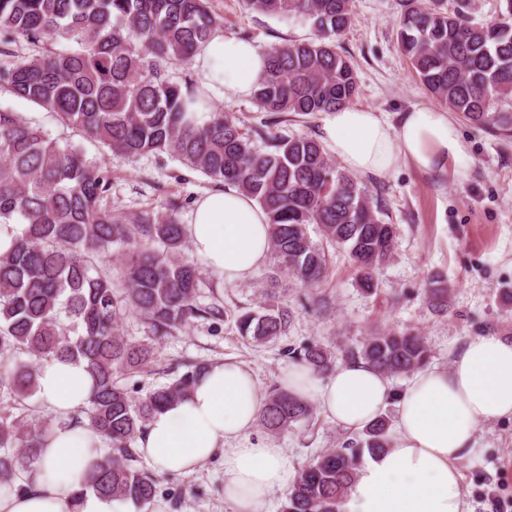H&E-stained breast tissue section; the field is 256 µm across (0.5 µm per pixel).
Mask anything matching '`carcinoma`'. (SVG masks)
<instances>
[{
    "label": "carcinoma",
    "instance_id": "cac0c4a2",
    "mask_svg": "<svg viewBox=\"0 0 512 512\" xmlns=\"http://www.w3.org/2000/svg\"><path fill=\"white\" fill-rule=\"evenodd\" d=\"M495 19L473 24L461 3L452 12L404 0L397 44L430 94L468 122L512 136V0ZM255 12L294 19L313 37L267 50L254 91L272 114L314 115L348 105L358 92L353 64L336 36L354 18V0H247ZM218 26L209 0H0V37L54 48L0 71L18 98L50 112L64 128L126 156L166 154L212 181L232 183L268 214L278 272L317 288L328 275L327 243L342 248L358 281L376 289L377 270L395 249L394 225L373 207L366 188L337 166L315 138H273L255 147L238 118L215 108L190 75L178 74ZM107 170L78 144L60 145L20 113L0 107V226L21 224L0 254V394L25 400L37 392L38 363L69 358L94 381L84 420L102 439L100 461L85 489L144 505L157 486L134 448L151 417L186 396L209 367L186 365L172 382L145 391L121 383L154 361V347L119 333L126 312L154 333L170 335L202 314L200 277L187 256L180 206L115 212L105 200ZM321 236L315 242L309 227ZM124 288L113 287L112 271ZM288 310L270 304L240 314V336L257 345L286 334ZM26 354L35 361H26ZM293 359L322 375L335 356L317 345ZM386 375L425 367L430 351L411 332H380L347 352ZM312 404L280 389L265 398L259 421L278 435L312 417ZM53 424L0 415V488L23 491L30 459ZM381 417L340 448L296 471L280 512H342L364 455L391 447Z\"/></svg>",
    "mask_w": 512,
    "mask_h": 512
}]
</instances>
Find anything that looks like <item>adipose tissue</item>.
Listing matches in <instances>:
<instances>
[{"mask_svg":"<svg viewBox=\"0 0 512 512\" xmlns=\"http://www.w3.org/2000/svg\"><path fill=\"white\" fill-rule=\"evenodd\" d=\"M265 64L251 43L220 32L194 59L200 85L239 97L254 91ZM320 140L358 175L382 174L402 162L431 170L465 153L450 114L426 105L411 106L395 122L373 108L345 106L325 113ZM186 232L195 251L228 282L247 278L270 249L266 212L233 185L205 192ZM280 383L352 431L364 430L389 403L397 405L393 446L359 469L344 512H466L458 463L474 453L481 424L512 418V340L471 337L449 367L418 370L399 395L386 375L358 359L340 363L324 377L296 364ZM93 385L84 363L58 358L40 363L37 396L61 421L24 475L30 489H0V512H114L112 502L84 489L101 454L91 446L92 431L69 421L87 407ZM261 407L251 370L232 360L219 362L187 397L151 418L135 449L157 472L171 475L192 474L222 456L224 501L231 512H260L292 481L290 456L278 441L237 444L257 423Z\"/></svg>","mask_w":512,"mask_h":512,"instance_id":"ef3b65f1","label":"adipose tissue"}]
</instances>
